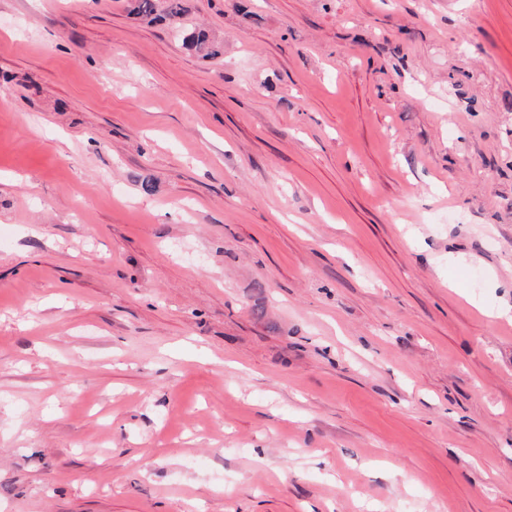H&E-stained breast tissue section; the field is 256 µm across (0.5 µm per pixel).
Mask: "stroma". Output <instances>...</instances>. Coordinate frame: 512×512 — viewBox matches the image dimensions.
Segmentation results:
<instances>
[{"instance_id":"stroma-1","label":"stroma","mask_w":512,"mask_h":512,"mask_svg":"<svg viewBox=\"0 0 512 512\" xmlns=\"http://www.w3.org/2000/svg\"><path fill=\"white\" fill-rule=\"evenodd\" d=\"M182 5L0 0V512H512V0ZM179 35L190 50L203 57L217 58L222 54L217 41L204 30H182Z\"/></svg>"}]
</instances>
